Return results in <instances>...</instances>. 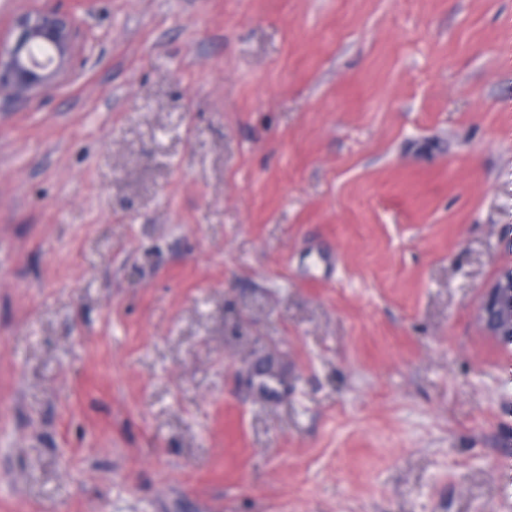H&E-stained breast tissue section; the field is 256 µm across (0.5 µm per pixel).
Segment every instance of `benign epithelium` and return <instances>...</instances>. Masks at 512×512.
Segmentation results:
<instances>
[{"mask_svg": "<svg viewBox=\"0 0 512 512\" xmlns=\"http://www.w3.org/2000/svg\"><path fill=\"white\" fill-rule=\"evenodd\" d=\"M14 39H0V90L40 91L61 76L77 51L74 19L54 8L23 14ZM483 329L502 345H512V266L504 267L486 289L477 311Z\"/></svg>", "mask_w": 512, "mask_h": 512, "instance_id": "7a95c632", "label": "benign epithelium"}]
</instances>
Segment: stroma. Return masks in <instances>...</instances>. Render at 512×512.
I'll return each instance as SVG.
<instances>
[{
  "mask_svg": "<svg viewBox=\"0 0 512 512\" xmlns=\"http://www.w3.org/2000/svg\"><path fill=\"white\" fill-rule=\"evenodd\" d=\"M43 6L82 48L0 102V512H512V0L0 35ZM483 329L502 345H512V266L504 267L486 289L477 311Z\"/></svg>",
  "mask_w": 512,
  "mask_h": 512,
  "instance_id": "stroma-1",
  "label": "stroma"
}]
</instances>
